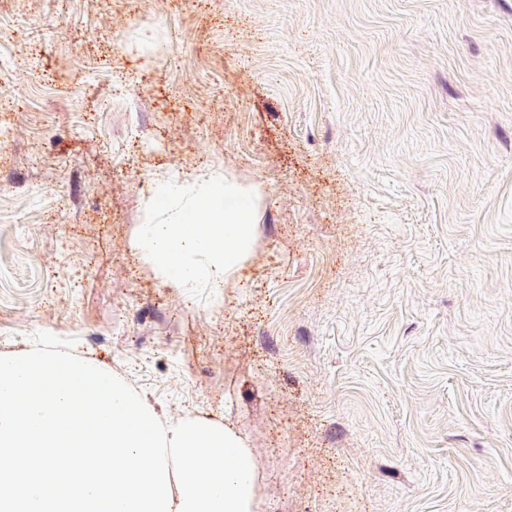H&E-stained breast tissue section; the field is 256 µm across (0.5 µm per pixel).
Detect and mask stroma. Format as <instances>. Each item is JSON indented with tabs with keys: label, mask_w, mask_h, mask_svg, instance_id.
Instances as JSON below:
<instances>
[{
	"label": "stroma",
	"mask_w": 512,
	"mask_h": 512,
	"mask_svg": "<svg viewBox=\"0 0 512 512\" xmlns=\"http://www.w3.org/2000/svg\"><path fill=\"white\" fill-rule=\"evenodd\" d=\"M260 188L219 297L158 179ZM231 426L257 512H512V0H0V350Z\"/></svg>",
	"instance_id": "stroma-1"
}]
</instances>
